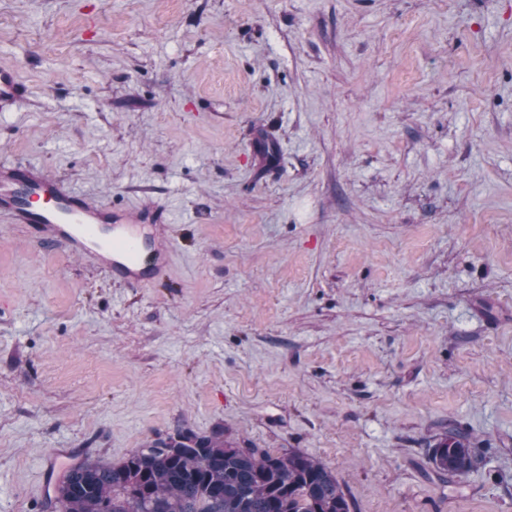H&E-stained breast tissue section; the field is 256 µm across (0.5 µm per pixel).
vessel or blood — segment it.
I'll list each match as a JSON object with an SVG mask.
<instances>
[{
	"label": "vessel or blood",
	"instance_id": "vessel-or-blood-1",
	"mask_svg": "<svg viewBox=\"0 0 512 512\" xmlns=\"http://www.w3.org/2000/svg\"><path fill=\"white\" fill-rule=\"evenodd\" d=\"M27 94L16 70L1 66L0 112L12 111ZM0 214L24 225L31 238L61 244L137 287L161 279L175 248L167 209L97 202L21 162H0Z\"/></svg>",
	"mask_w": 512,
	"mask_h": 512
}]
</instances>
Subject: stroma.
<instances>
[{
  "instance_id": "stroma-1",
  "label": "stroma",
  "mask_w": 512,
  "mask_h": 512,
  "mask_svg": "<svg viewBox=\"0 0 512 512\" xmlns=\"http://www.w3.org/2000/svg\"><path fill=\"white\" fill-rule=\"evenodd\" d=\"M1 65L0 160L177 222L136 288L0 215V512L178 424L350 512H512V0H0ZM28 94L25 83L13 68L0 67V112H10ZM432 472L438 479L465 475L477 469L482 459L471 446L469 434L453 423L442 433L429 452Z\"/></svg>"
}]
</instances>
